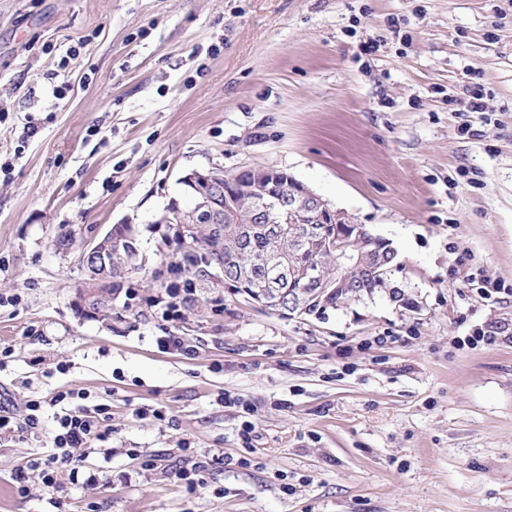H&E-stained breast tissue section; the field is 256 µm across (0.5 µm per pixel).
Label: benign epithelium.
I'll return each mask as SVG.
<instances>
[{
	"instance_id": "7a95c632",
	"label": "benign epithelium",
	"mask_w": 512,
	"mask_h": 512,
	"mask_svg": "<svg viewBox=\"0 0 512 512\" xmlns=\"http://www.w3.org/2000/svg\"><path fill=\"white\" fill-rule=\"evenodd\" d=\"M253 176L252 197L258 210L259 224L272 225V231L278 235L288 233L282 224L273 223L274 215L292 224H301V229L294 234L313 242L314 225L346 224L355 229L353 240L344 235L330 245L336 252V289L352 298H359L357 284L348 278L347 270L361 263V256L371 257V264L361 268V278L371 279L385 272L384 261L379 257V238L356 228L354 219L342 210L331 209L318 195L297 180L288 181L287 189L274 196L270 190L284 171L273 167H250ZM180 183L191 195L194 207L176 213L166 212L159 220L160 224H175L180 233L193 228L195 224L224 223V190L234 188L235 182L224 179L220 169L192 170L180 178ZM136 238L134 225L127 224L122 229L110 228L100 239L90 243L83 253L82 264L90 283L94 287L87 290L83 299L85 305L92 309L98 307V301H112V244L122 239ZM251 267L263 283V295L254 298V302L266 308L270 299L281 301L288 296V306L282 312L293 315L306 313L309 300L321 295L322 265L320 262L308 263L301 268L288 264V260L274 261L270 255H258L252 258Z\"/></svg>"
}]
</instances>
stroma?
<instances>
[{"label":"stroma","instance_id":"1","mask_svg":"<svg viewBox=\"0 0 512 512\" xmlns=\"http://www.w3.org/2000/svg\"><path fill=\"white\" fill-rule=\"evenodd\" d=\"M0 111V405L46 402L0 434V512H512V0H0ZM259 166L388 240L389 290L162 319L181 177ZM124 223L135 296L86 314L81 254ZM67 390L107 412L49 488ZM485 91L482 85L474 83L468 85L463 92V97H448L449 105H461L467 112H480L484 109L483 99Z\"/></svg>","mask_w":512,"mask_h":512}]
</instances>
